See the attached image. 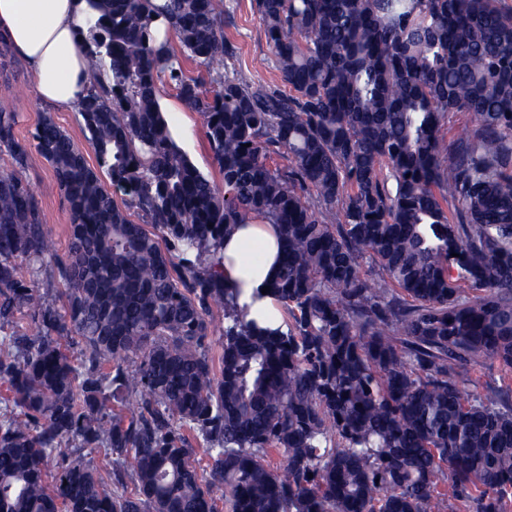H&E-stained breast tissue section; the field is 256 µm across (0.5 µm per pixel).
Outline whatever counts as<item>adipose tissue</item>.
Wrapping results in <instances>:
<instances>
[{"instance_id": "adipose-tissue-1", "label": "adipose tissue", "mask_w": 512, "mask_h": 512, "mask_svg": "<svg viewBox=\"0 0 512 512\" xmlns=\"http://www.w3.org/2000/svg\"><path fill=\"white\" fill-rule=\"evenodd\" d=\"M86 0H0V36L27 63L39 101L80 110L91 90L86 50L79 39ZM281 257L277 225L240 224L224 237V279L237 288L248 319L275 330L280 310L263 288Z\"/></svg>"}]
</instances>
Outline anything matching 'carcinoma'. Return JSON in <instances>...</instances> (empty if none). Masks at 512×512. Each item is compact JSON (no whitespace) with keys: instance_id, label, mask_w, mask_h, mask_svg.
I'll list each match as a JSON object with an SVG mask.
<instances>
[{"instance_id":"carcinoma-1","label":"carcinoma","mask_w":512,"mask_h":512,"mask_svg":"<svg viewBox=\"0 0 512 512\" xmlns=\"http://www.w3.org/2000/svg\"><path fill=\"white\" fill-rule=\"evenodd\" d=\"M88 2L87 139L149 226L51 117L21 143L0 100V147L42 156L71 215L60 257L0 172V512H217L216 487L228 512H512V385L457 382L512 372L508 0H254L285 90L224 76V0ZM161 79L224 188L172 136ZM257 219L279 227L285 332L224 282V235ZM69 446L103 450L109 480ZM160 104L167 106L169 104L177 105L182 111L173 112L167 110V116L171 121V127L184 128V134L178 143L188 155L192 163L209 179L217 185L224 188L222 175L216 165L213 154L209 148L204 134L203 118L197 112H187L176 96V91L166 85L159 83ZM503 376L504 371H502L499 364H487L483 367H477L467 376H461L458 384L467 392H484L487 387L500 386Z\"/></svg>"}]
</instances>
